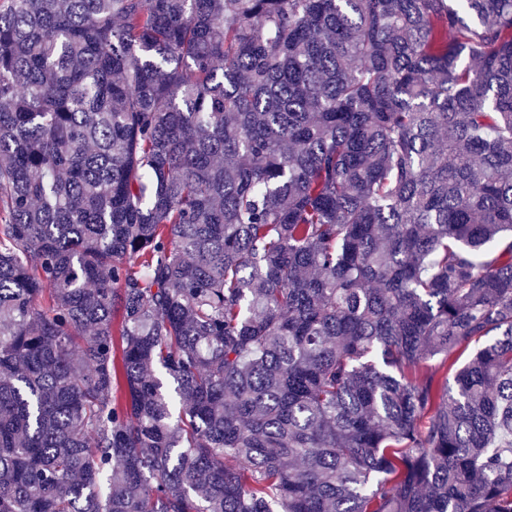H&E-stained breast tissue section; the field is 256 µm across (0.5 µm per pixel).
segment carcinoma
I'll return each instance as SVG.
<instances>
[{
	"instance_id": "cac0c4a2",
	"label": "carcinoma",
	"mask_w": 512,
	"mask_h": 512,
	"mask_svg": "<svg viewBox=\"0 0 512 512\" xmlns=\"http://www.w3.org/2000/svg\"><path fill=\"white\" fill-rule=\"evenodd\" d=\"M0 512H512V0H0Z\"/></svg>"
}]
</instances>
